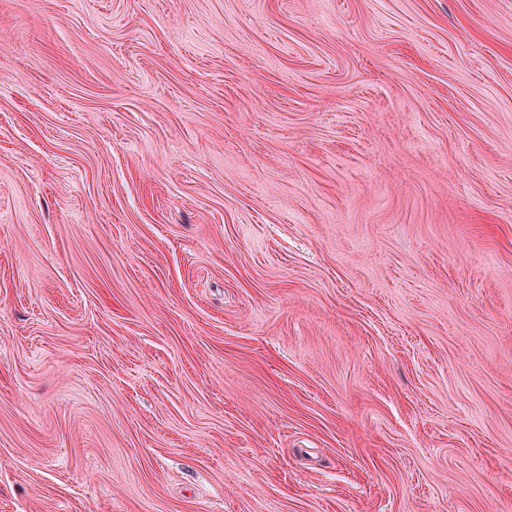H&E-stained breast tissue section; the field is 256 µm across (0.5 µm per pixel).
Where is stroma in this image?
I'll return each instance as SVG.
<instances>
[{
  "label": "stroma",
  "mask_w": 512,
  "mask_h": 512,
  "mask_svg": "<svg viewBox=\"0 0 512 512\" xmlns=\"http://www.w3.org/2000/svg\"><path fill=\"white\" fill-rule=\"evenodd\" d=\"M0 512H512V0H0Z\"/></svg>",
  "instance_id": "obj_1"
}]
</instances>
